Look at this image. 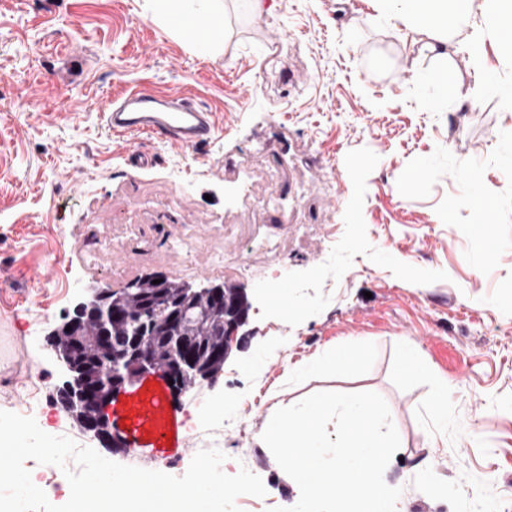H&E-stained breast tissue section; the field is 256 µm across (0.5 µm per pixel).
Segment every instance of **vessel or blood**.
I'll list each match as a JSON object with an SVG mask.
<instances>
[{"label": "vessel or blood", "instance_id": "vessel-or-blood-1", "mask_svg": "<svg viewBox=\"0 0 512 512\" xmlns=\"http://www.w3.org/2000/svg\"><path fill=\"white\" fill-rule=\"evenodd\" d=\"M106 129L119 136L147 135L182 148L209 143L216 124L212 111L197 105L191 94L165 92L143 85L127 88L101 111ZM161 400L128 413L121 425L132 447H139L141 429L163 414Z\"/></svg>", "mask_w": 512, "mask_h": 512}]
</instances>
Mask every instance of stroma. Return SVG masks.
<instances>
[{"label":"stroma","instance_id":"stroma-1","mask_svg":"<svg viewBox=\"0 0 512 512\" xmlns=\"http://www.w3.org/2000/svg\"><path fill=\"white\" fill-rule=\"evenodd\" d=\"M491 8L469 0L483 73L464 52L446 66L475 93L460 105L410 23L381 17L376 0H264L259 12L224 0L214 55L160 24L150 0H0V410L30 409L96 447L57 404L46 334L93 283L213 280L218 246L234 268L221 282L263 294L222 373L179 397L147 374L112 404L200 398V436L176 449L147 434L103 457L180 476L217 448L226 474L245 468L265 486L237 498L241 512H273L298 498L253 439L269 408L373 391L404 435L385 481L405 512H512V104L500 93L512 52L489 33ZM138 84L190 91L215 112L216 138L187 149L114 137L99 109ZM135 149L151 164L133 166ZM483 197L489 228L471 205ZM95 226L114 238L91 272L74 251ZM186 226L202 240L188 260L169 248ZM267 236L279 257L243 250ZM403 338L422 371H402ZM333 352L354 361L294 374ZM430 475L443 494L428 492Z\"/></svg>","mask_w":512,"mask_h":512}]
</instances>
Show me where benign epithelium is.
<instances>
[{
    "instance_id": "1",
    "label": "benign epithelium",
    "mask_w": 512,
    "mask_h": 512,
    "mask_svg": "<svg viewBox=\"0 0 512 512\" xmlns=\"http://www.w3.org/2000/svg\"><path fill=\"white\" fill-rule=\"evenodd\" d=\"M177 287L181 293L191 299L205 303L211 302L217 306H224V286L221 283L207 282L193 285L179 282ZM115 291L102 286H91L80 294L75 310L96 309L103 312L106 319L112 318L113 307L110 301ZM249 313H237L235 307L226 308L222 325L224 327V346L221 348L218 358L225 362L240 328L247 322ZM71 325L66 321L61 326L49 333L46 339L47 349L56 357L69 376V380L63 383L65 392L59 395L58 405L66 410H73L79 406L85 412L83 430L91 437L97 439L108 448H127L129 443L122 431L110 421L108 409L112 401L116 400L126 388L132 385L137 377L120 379V374L126 359L135 361L139 367V374L152 373L161 377L164 381H173L172 388L178 389L181 375L185 367L191 364L192 355L189 348H181V354L171 363L160 365L157 363L150 346L151 337L138 336L133 339L132 346L126 353V357L110 363L112 384L107 391H101L99 387H93L85 382L82 373L76 363V351H65L60 348L59 341L66 334L65 328Z\"/></svg>"
}]
</instances>
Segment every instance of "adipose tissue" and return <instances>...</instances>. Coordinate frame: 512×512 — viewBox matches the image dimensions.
I'll return each instance as SVG.
<instances>
[{
	"mask_svg": "<svg viewBox=\"0 0 512 512\" xmlns=\"http://www.w3.org/2000/svg\"><path fill=\"white\" fill-rule=\"evenodd\" d=\"M387 14L413 18L426 36L424 50L434 57L452 60L468 49L472 63L480 61L481 35L469 28L467 0H383ZM155 18L171 24L175 36H188L198 19H205L207 49L224 45V0H152Z\"/></svg>",
	"mask_w": 512,
	"mask_h": 512,
	"instance_id": "1",
	"label": "adipose tissue"
}]
</instances>
